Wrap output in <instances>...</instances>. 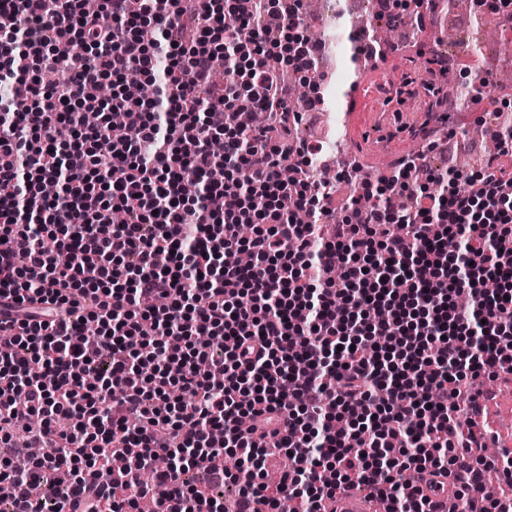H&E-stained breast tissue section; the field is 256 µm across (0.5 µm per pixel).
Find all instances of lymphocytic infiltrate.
<instances>
[{
    "mask_svg": "<svg viewBox=\"0 0 512 512\" xmlns=\"http://www.w3.org/2000/svg\"><path fill=\"white\" fill-rule=\"evenodd\" d=\"M303 25L302 0H0V85L25 83L0 95V443L22 455L29 412L40 449L0 458L6 512H323L352 488L432 512L417 483L442 472L512 505L477 479L497 462L470 415L512 374V171L417 184L408 159L334 206L347 175L307 177L278 77L315 66Z\"/></svg>",
    "mask_w": 512,
    "mask_h": 512,
    "instance_id": "obj_1",
    "label": "lymphocytic infiltrate"
}]
</instances>
